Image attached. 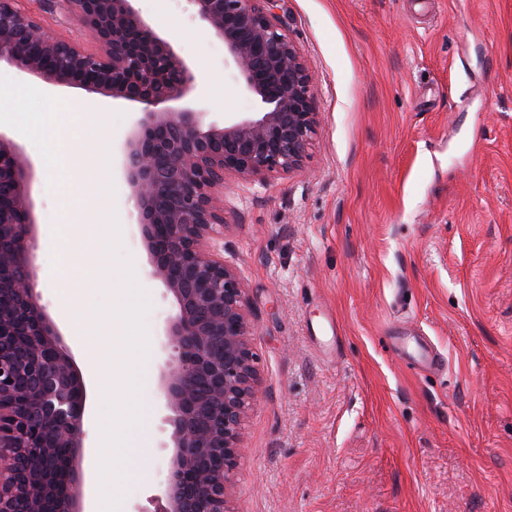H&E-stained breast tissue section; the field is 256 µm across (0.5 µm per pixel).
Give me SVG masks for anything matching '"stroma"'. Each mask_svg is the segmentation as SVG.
I'll use <instances>...</instances> for the list:
<instances>
[{
	"mask_svg": "<svg viewBox=\"0 0 512 512\" xmlns=\"http://www.w3.org/2000/svg\"><path fill=\"white\" fill-rule=\"evenodd\" d=\"M52 33L88 43L54 0ZM135 8L195 76L205 123L258 111L187 0ZM320 122L301 171L224 186V258L246 289L259 397L243 429L234 512H512V0H280ZM59 126L112 115V266L147 297L159 367L172 295L146 275L121 146L139 105L56 88ZM36 174L37 279L60 267L64 206ZM431 345L442 369L410 364ZM152 446L126 512L169 479L156 380Z\"/></svg>",
	"mask_w": 512,
	"mask_h": 512,
	"instance_id": "stroma-1",
	"label": "stroma"
}]
</instances>
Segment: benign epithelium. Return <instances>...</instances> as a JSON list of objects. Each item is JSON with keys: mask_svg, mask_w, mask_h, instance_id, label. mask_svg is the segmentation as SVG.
Wrapping results in <instances>:
<instances>
[{"mask_svg": "<svg viewBox=\"0 0 512 512\" xmlns=\"http://www.w3.org/2000/svg\"><path fill=\"white\" fill-rule=\"evenodd\" d=\"M20 2L0 0V67L141 105L123 169L147 276L177 305L158 377L172 427L162 512H233L230 484L257 369L245 288L215 244L224 183L302 168L319 123L310 71L280 24V0H187L261 104L254 116L207 125L203 113L180 106L194 89L188 64L134 0H57L93 49L47 33ZM34 176L0 133V512L21 503L25 512H83L86 388L37 290Z\"/></svg>", "mask_w": 512, "mask_h": 512, "instance_id": "7a95c632", "label": "benign epithelium"}]
</instances>
